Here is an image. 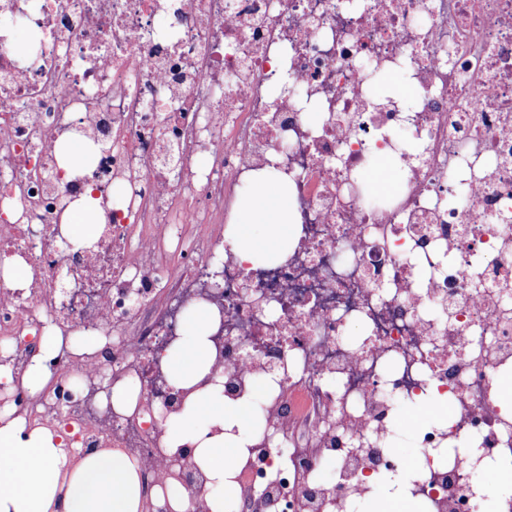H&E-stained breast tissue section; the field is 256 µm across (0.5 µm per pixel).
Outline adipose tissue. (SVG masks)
<instances>
[{"mask_svg":"<svg viewBox=\"0 0 512 512\" xmlns=\"http://www.w3.org/2000/svg\"><path fill=\"white\" fill-rule=\"evenodd\" d=\"M250 186L227 239L245 262L260 255L283 256L298 236L297 217L288 192V180L265 168L253 172ZM103 211L101 198L83 191L69 203L62 230L73 249L88 247L96 218ZM191 314L179 341L169 347L162 362L171 386L188 390L180 413L167 425V451L193 446V465L207 479L209 512H224V495L231 489L232 459L252 443L250 407L261 386L238 400L225 399L221 386L203 385L212 366L216 319L206 305L189 304ZM63 344L60 334H47L21 378L0 368L6 389L23 387L38 394L50 382L49 366ZM141 467L121 448H83L67 441L56 422L28 426L25 419L0 412V512H142Z\"/></svg>","mask_w":512,"mask_h":512,"instance_id":"ef3b65f1","label":"adipose tissue"}]
</instances>
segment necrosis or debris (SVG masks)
<instances>
[{
  "label": "necrosis or debris",
  "instance_id": "necrosis-or-debris-1",
  "mask_svg": "<svg viewBox=\"0 0 512 512\" xmlns=\"http://www.w3.org/2000/svg\"><path fill=\"white\" fill-rule=\"evenodd\" d=\"M21 12L40 49L23 59L0 36V262L21 258L31 282H0V337L27 339L0 364L23 374L28 335L47 324L105 342L82 358L61 350L63 375L50 393L17 394L16 415L66 420L85 448L128 449L147 512H167L156 490L193 449L163 452L180 406L153 370L171 293L216 269L224 396L261 381L274 392L232 512H359L381 467L423 512H481L491 477L512 469L498 386L512 320L495 316L512 297V0H0V18ZM378 63L401 73L408 103L370 92ZM283 69L319 120L274 92ZM65 125L106 144L88 175L124 197L89 247L66 254L68 185L49 148ZM172 148L181 190L158 162ZM379 157L404 176L372 205L362 174ZM271 167L288 174L300 235L287 260L244 263L226 233L246 177ZM133 363L129 414L109 417L100 394L71 383ZM410 397L448 398L453 416L412 427L396 414ZM405 430L412 465L395 443Z\"/></svg>",
  "mask_w": 512,
  "mask_h": 512
}]
</instances>
